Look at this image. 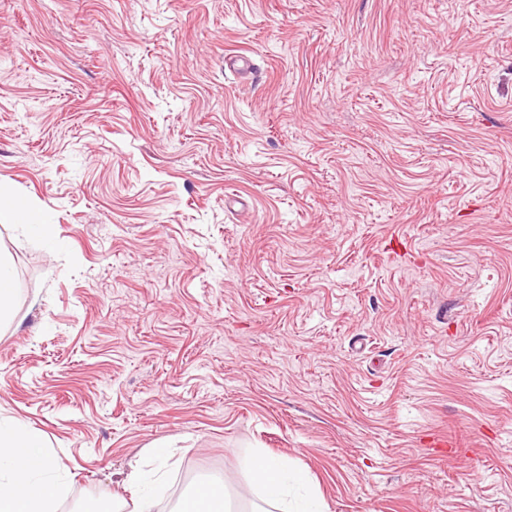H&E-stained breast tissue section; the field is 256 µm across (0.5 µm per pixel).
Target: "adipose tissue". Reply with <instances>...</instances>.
<instances>
[{
    "mask_svg": "<svg viewBox=\"0 0 512 512\" xmlns=\"http://www.w3.org/2000/svg\"><path fill=\"white\" fill-rule=\"evenodd\" d=\"M53 469L39 434L0 423V512H54L64 487L52 480ZM246 470L254 493L276 512H323L306 475L288 462L258 452Z\"/></svg>",
    "mask_w": 512,
    "mask_h": 512,
    "instance_id": "ef3b65f1",
    "label": "adipose tissue"
}]
</instances>
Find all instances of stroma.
<instances>
[{
  "label": "stroma",
  "mask_w": 512,
  "mask_h": 512,
  "mask_svg": "<svg viewBox=\"0 0 512 512\" xmlns=\"http://www.w3.org/2000/svg\"><path fill=\"white\" fill-rule=\"evenodd\" d=\"M0 190L56 512L137 463L250 512L255 448L325 512H512V0H0ZM0 226L10 229L36 230L43 235L47 233V224H40V218L26 203L17 201L18 208L2 207V193H0Z\"/></svg>",
  "instance_id": "35a3bbf8"
}]
</instances>
